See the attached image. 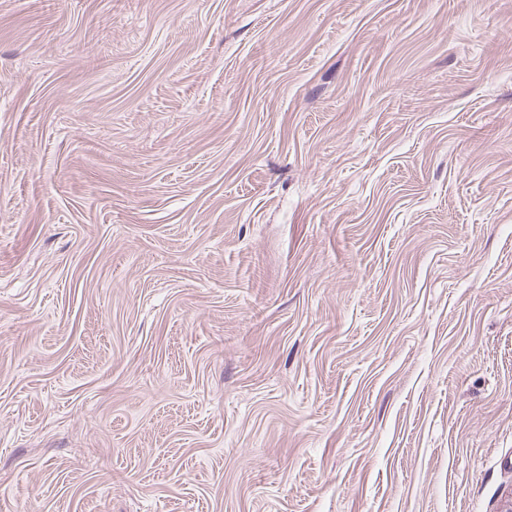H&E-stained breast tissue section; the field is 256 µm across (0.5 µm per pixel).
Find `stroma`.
<instances>
[{
	"label": "stroma",
	"instance_id": "obj_1",
	"mask_svg": "<svg viewBox=\"0 0 512 512\" xmlns=\"http://www.w3.org/2000/svg\"><path fill=\"white\" fill-rule=\"evenodd\" d=\"M512 0H0V512H501Z\"/></svg>",
	"mask_w": 512,
	"mask_h": 512
}]
</instances>
